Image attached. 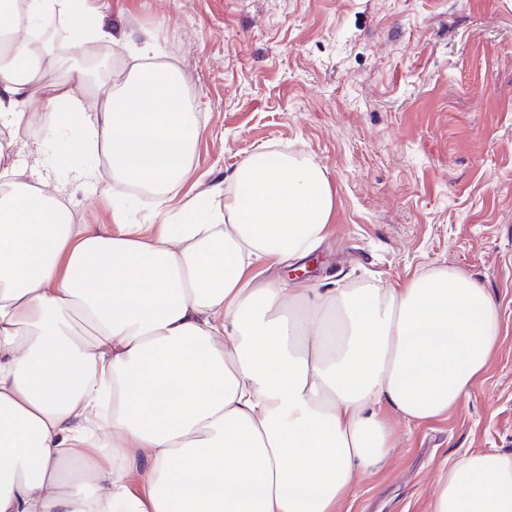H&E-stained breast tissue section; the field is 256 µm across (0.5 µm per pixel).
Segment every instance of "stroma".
Returning a JSON list of instances; mask_svg holds the SVG:
<instances>
[{"mask_svg": "<svg viewBox=\"0 0 512 512\" xmlns=\"http://www.w3.org/2000/svg\"><path fill=\"white\" fill-rule=\"evenodd\" d=\"M98 47L126 69L152 39L178 72L194 121L190 179L165 200L112 179L103 154L54 166L79 139L21 137L18 162L50 175L74 223L157 224L161 207L221 189L254 153H299L324 169L328 237L295 265L305 283L405 286L434 269L477 282L502 314L470 393L442 416L395 419L387 465L337 512H430L440 470L512 451V0H93Z\"/></svg>", "mask_w": 512, "mask_h": 512, "instance_id": "1", "label": "stroma"}]
</instances>
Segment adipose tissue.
<instances>
[{"label":"adipose tissue","instance_id":"obj_1","mask_svg":"<svg viewBox=\"0 0 512 512\" xmlns=\"http://www.w3.org/2000/svg\"><path fill=\"white\" fill-rule=\"evenodd\" d=\"M84 0H0V130L63 115L112 178L166 196L187 179L194 124L174 70L105 67L85 90L45 81L28 34ZM0 146V512H336L395 445L388 414L442 415L496 346L500 313L438 269L401 288H283L267 267L329 234L325 171L281 151L236 168L223 208L194 197L161 224L75 225L49 177ZM139 475L146 493L132 488ZM430 512H512V453L461 456Z\"/></svg>","mask_w":512,"mask_h":512}]
</instances>
